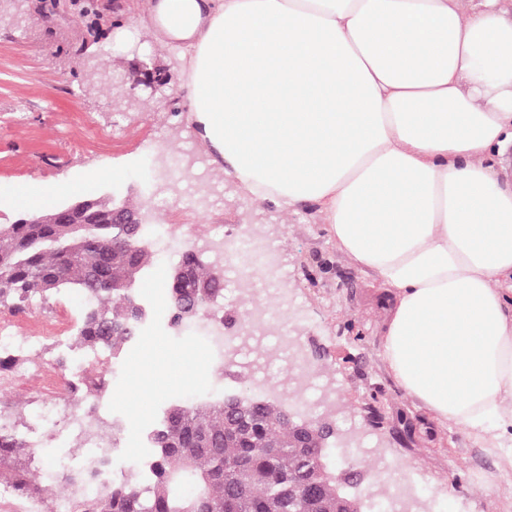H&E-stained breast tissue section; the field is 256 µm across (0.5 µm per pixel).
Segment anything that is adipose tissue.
<instances>
[{
	"label": "adipose tissue",
	"mask_w": 512,
	"mask_h": 512,
	"mask_svg": "<svg viewBox=\"0 0 512 512\" xmlns=\"http://www.w3.org/2000/svg\"><path fill=\"white\" fill-rule=\"evenodd\" d=\"M186 122L256 203L316 204L391 296L379 355L443 423L512 439V0H143Z\"/></svg>",
	"instance_id": "ef3b65f1"
}]
</instances>
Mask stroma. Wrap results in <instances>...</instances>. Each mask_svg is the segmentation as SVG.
<instances>
[{"label":"stroma","mask_w":512,"mask_h":512,"mask_svg":"<svg viewBox=\"0 0 512 512\" xmlns=\"http://www.w3.org/2000/svg\"><path fill=\"white\" fill-rule=\"evenodd\" d=\"M130 0H0V224L24 216L12 194L18 186L76 183L96 170L113 178L96 183L94 195L131 196L154 257L138 282L146 312L138 337L85 376H105L104 407L83 402L71 411L87 428L112 441L111 469L136 478L149 449L138 431L146 420L162 422L176 403L200 404L248 395L250 383L205 368L206 343L195 326L173 327L164 300V277L186 251L214 262L210 228L225 234L256 232L277 250L279 281L298 315L302 354L336 390L341 408L336 434L355 428L388 466L387 476L424 501L430 512H512V446L481 448L464 428L440 424L406 395L378 355L386 299L369 276L340 254L313 204L298 213L252 202L216 163L205 165V186L194 202L171 195L154 201L148 146L167 156L196 151L185 124L180 52L162 46L128 9ZM166 75L163 83L130 86L141 65ZM82 300L75 292L38 298L18 311L0 305V325L37 336L26 364L0 370V419L48 441L34 449L30 470L50 475L57 459L73 468L71 434L45 419L43 409L67 395L75 355L61 336L75 335Z\"/></svg>","instance_id":"35a3bbf8"}]
</instances>
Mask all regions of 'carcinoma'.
<instances>
[{
  "label": "carcinoma",
  "instance_id": "obj_1",
  "mask_svg": "<svg viewBox=\"0 0 512 512\" xmlns=\"http://www.w3.org/2000/svg\"><path fill=\"white\" fill-rule=\"evenodd\" d=\"M183 263L191 269L184 285L168 283L166 299L171 311L192 293V285L210 279V265L186 253ZM149 265L148 256H135L112 243L106 217L89 232H74L68 224H0V304L23 308L35 298L73 290L81 295L83 309L76 334L84 347L120 351L140 326V303L112 281L122 279L131 262ZM24 355L0 350V369L24 364ZM205 429L224 434V401L183 405L178 413L167 412L150 434L151 457L146 476L138 481L114 483L104 493L91 494L87 487L110 468L108 456L94 459L83 469L61 471L70 490L66 512H97L103 502L107 512H192L195 495L202 489L209 512H267L278 503V512H336L334 497L292 493L301 473L327 461L328 449L305 457L292 447L294 428L288 411L268 409L254 416L249 436L209 451L196 449L194 432ZM25 444L0 426V465L10 471V484L23 496L40 499L43 488L25 473L21 455Z\"/></svg>",
  "mask_w": 512,
  "mask_h": 512
}]
</instances>
